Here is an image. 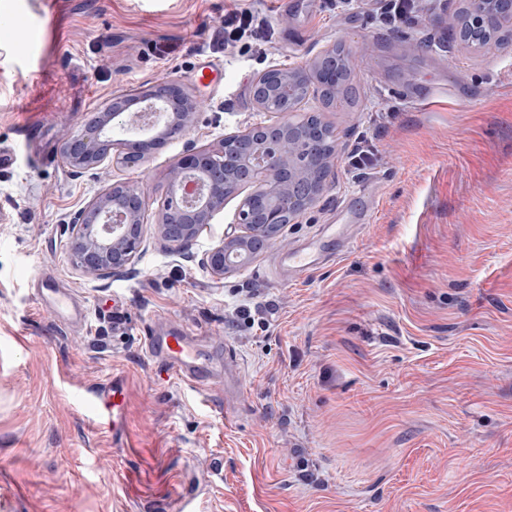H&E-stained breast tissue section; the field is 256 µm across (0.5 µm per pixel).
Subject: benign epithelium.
<instances>
[{"instance_id": "1", "label": "benign epithelium", "mask_w": 512, "mask_h": 512, "mask_svg": "<svg viewBox=\"0 0 512 512\" xmlns=\"http://www.w3.org/2000/svg\"><path fill=\"white\" fill-rule=\"evenodd\" d=\"M451 30L474 52L497 46L512 34V0H457ZM336 47L293 66H274L256 75L252 98L269 120L224 135L216 146H188L168 169L170 191L159 210L157 237L171 250L190 253L203 228L224 210L231 196L244 193L234 221L202 254L201 264L222 278L247 268L273 243L286 242L285 228L322 196L336 154L325 123L295 122L315 90L336 83ZM144 104L162 123H134L125 113ZM198 100L178 80L157 83L134 96L115 95L94 112L81 134L62 147L77 170L143 165L153 151L184 137L195 122ZM148 203L138 183L119 179L92 196L67 225L73 268L89 279L123 278L133 273L144 241Z\"/></svg>"}]
</instances>
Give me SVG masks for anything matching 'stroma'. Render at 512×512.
<instances>
[{"mask_svg": "<svg viewBox=\"0 0 512 512\" xmlns=\"http://www.w3.org/2000/svg\"><path fill=\"white\" fill-rule=\"evenodd\" d=\"M249 7L272 36L224 47ZM456 0L381 25L362 0H0V512H512V39L450 43ZM345 44L353 102L329 185L290 247L331 256L283 280L278 246L213 277L154 235L133 275L81 276L64 226L113 180L150 211L187 143L264 120L254 76ZM174 78L199 99L185 138L132 170L75 173L62 146L113 94ZM367 143L369 168L348 154ZM86 320L61 325L40 266ZM201 338L212 379L160 374L150 331ZM237 366L224 380V357ZM121 390L119 428L99 424Z\"/></svg>", "mask_w": 512, "mask_h": 512, "instance_id": "obj_1", "label": "stroma"}]
</instances>
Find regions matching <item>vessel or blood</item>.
Wrapping results in <instances>:
<instances>
[{"label": "vessel or blood", "mask_w": 512, "mask_h": 512, "mask_svg": "<svg viewBox=\"0 0 512 512\" xmlns=\"http://www.w3.org/2000/svg\"><path fill=\"white\" fill-rule=\"evenodd\" d=\"M327 258L323 241L316 239L280 256L277 263L286 277L298 278ZM31 279L39 285L48 306L56 315L75 322L83 321L82 307L70 289L59 287L55 273L41 267ZM146 349L152 358L164 365L167 372L202 386L209 382L210 373L201 361L199 338L194 333L182 329L165 334L154 333L148 336Z\"/></svg>", "instance_id": "obj_1"}]
</instances>
